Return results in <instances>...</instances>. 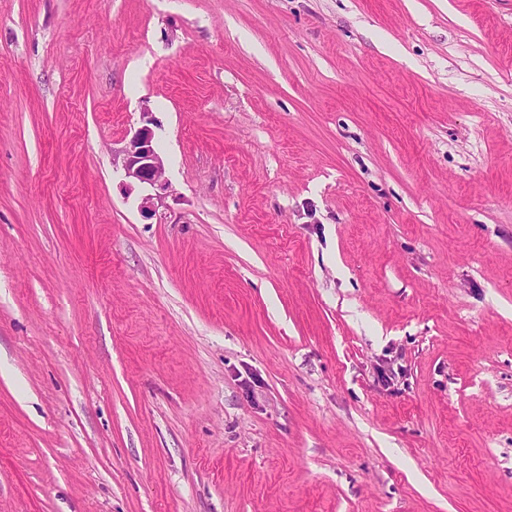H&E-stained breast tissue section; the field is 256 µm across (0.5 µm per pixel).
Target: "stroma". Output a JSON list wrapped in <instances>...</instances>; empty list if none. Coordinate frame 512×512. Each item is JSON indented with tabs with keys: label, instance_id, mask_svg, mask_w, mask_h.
<instances>
[{
	"label": "stroma",
	"instance_id": "1",
	"mask_svg": "<svg viewBox=\"0 0 512 512\" xmlns=\"http://www.w3.org/2000/svg\"><path fill=\"white\" fill-rule=\"evenodd\" d=\"M0 512H512V0H0ZM143 125L131 137L124 150L123 170L128 185L149 187L153 193L141 198L140 211L146 217L154 216L166 197L169 183L165 179V163L159 150L156 134L151 126L155 120L149 109H143Z\"/></svg>",
	"mask_w": 512,
	"mask_h": 512
}]
</instances>
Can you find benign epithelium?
Listing matches in <instances>:
<instances>
[{"mask_svg": "<svg viewBox=\"0 0 512 512\" xmlns=\"http://www.w3.org/2000/svg\"><path fill=\"white\" fill-rule=\"evenodd\" d=\"M143 125L131 137L124 150L123 170L128 185H138L152 189L140 202V211L146 216L156 214V209L169 190L165 179V163L159 150L153 129L155 120L152 112L142 111Z\"/></svg>", "mask_w": 512, "mask_h": 512, "instance_id": "7a95c632", "label": "benign epithelium"}]
</instances>
